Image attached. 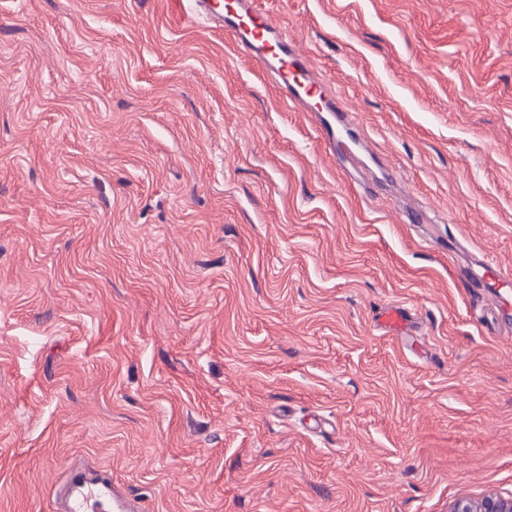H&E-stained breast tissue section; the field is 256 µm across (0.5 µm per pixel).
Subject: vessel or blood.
<instances>
[{
	"mask_svg": "<svg viewBox=\"0 0 512 512\" xmlns=\"http://www.w3.org/2000/svg\"><path fill=\"white\" fill-rule=\"evenodd\" d=\"M171 15L178 20L204 18L214 29L230 32L237 47L258 60L274 76L287 104L300 110L312 106L328 150L336 148V128L347 118L326 82L314 71L294 41L262 9L259 0H168ZM473 287L495 296L500 310L512 308V268L487 260L470 274ZM55 495L63 512H112V479L86 477L71 468L66 482Z\"/></svg>",
	"mask_w": 512,
	"mask_h": 512,
	"instance_id": "vessel-or-blood-1",
	"label": "vessel or blood"
}]
</instances>
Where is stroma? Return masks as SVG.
<instances>
[{"label":"stroma","mask_w":512,"mask_h":512,"mask_svg":"<svg viewBox=\"0 0 512 512\" xmlns=\"http://www.w3.org/2000/svg\"><path fill=\"white\" fill-rule=\"evenodd\" d=\"M372 156L163 0H0V512L512 499V0H262ZM399 305L411 333L377 318ZM473 288L488 293L499 301V309L503 312L512 306V269L498 265L488 259L479 265V271L469 275ZM55 497L65 512H112V477L87 478L73 466Z\"/></svg>","instance_id":"stroma-1"}]
</instances>
